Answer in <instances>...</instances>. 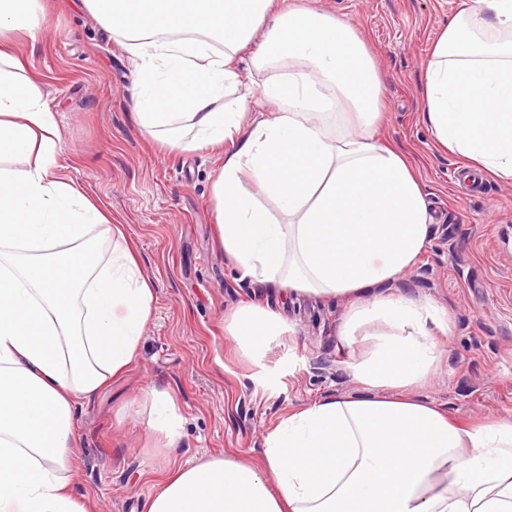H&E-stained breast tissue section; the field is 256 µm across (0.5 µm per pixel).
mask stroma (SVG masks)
<instances>
[{
    "mask_svg": "<svg viewBox=\"0 0 512 512\" xmlns=\"http://www.w3.org/2000/svg\"><path fill=\"white\" fill-rule=\"evenodd\" d=\"M46 31L21 43L29 75L60 128L59 161L123 225L153 286L154 310L126 373L74 410L79 460L68 474L93 512H143L169 467L204 456L263 462L268 431L282 417L358 387L345 371L338 326L346 297L290 296L241 276L217 244L211 185L220 151L168 153L141 132L132 108L130 56L82 0H42ZM463 0H279L281 8L325 11L364 40L382 82L378 137L409 155L427 194L429 243L416 264L374 294L406 291L444 310L441 368L418 396L470 422L512 419V181L468 183L423 121L424 70L434 41ZM254 300L282 313L291 331L264 358L288 362L274 385L224 333L226 318ZM152 387L182 408L176 448L152 446L139 403Z\"/></svg>",
    "mask_w": 512,
    "mask_h": 512,
    "instance_id": "stroma-1",
    "label": "stroma"
}]
</instances>
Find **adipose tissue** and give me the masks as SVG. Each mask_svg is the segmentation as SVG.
<instances>
[{"mask_svg": "<svg viewBox=\"0 0 512 512\" xmlns=\"http://www.w3.org/2000/svg\"><path fill=\"white\" fill-rule=\"evenodd\" d=\"M480 2L478 29L457 16L433 46L425 120L466 170L510 181L512 0ZM84 5L135 63L148 137L172 152L226 145L212 184L225 258L291 296L353 300L339 336L360 394L288 415L261 467L206 456L170 470L144 512H512V423L466 427L411 395L437 368L428 327L443 316L405 293L367 295L416 262L431 217L406 153L375 135L382 85L353 27L275 0ZM43 27L42 0H0V512H90L66 477L74 408L137 360L154 293L122 225L62 173L55 114L16 48ZM260 97L279 109L243 131ZM332 114L343 127L326 123ZM226 331L263 380L288 322L251 303ZM142 405L174 447L176 397L154 387Z\"/></svg>", "mask_w": 512, "mask_h": 512, "instance_id": "1", "label": "adipose tissue"}]
</instances>
